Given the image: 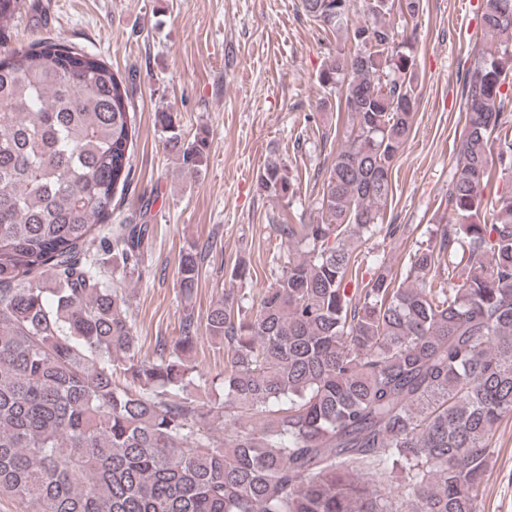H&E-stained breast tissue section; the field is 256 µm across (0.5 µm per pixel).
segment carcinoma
Listing matches in <instances>:
<instances>
[{
  "mask_svg": "<svg viewBox=\"0 0 512 512\" xmlns=\"http://www.w3.org/2000/svg\"><path fill=\"white\" fill-rule=\"evenodd\" d=\"M301 5L324 29L348 24L351 0ZM22 7L0 0V32ZM362 8L351 48L318 76L351 116L322 221L271 218L297 256L257 303L226 294L203 323L188 307L201 252H184L180 336L158 338L153 358L104 275L142 273L152 237L132 221L102 229L131 181L126 79L48 37L0 56V498L32 512H478L493 432L512 418V193L484 196L512 171V0H484L490 46L463 85L441 227L400 274L381 264L361 287L357 249L400 230L383 207L415 116V54L391 17L423 5ZM158 121L182 167L201 170L207 140L185 141L171 112ZM257 187L296 196L274 151ZM202 328L224 349L212 378L194 362ZM213 384L210 404L189 393Z\"/></svg>",
  "mask_w": 512,
  "mask_h": 512,
  "instance_id": "carcinoma-1",
  "label": "carcinoma"
}]
</instances>
